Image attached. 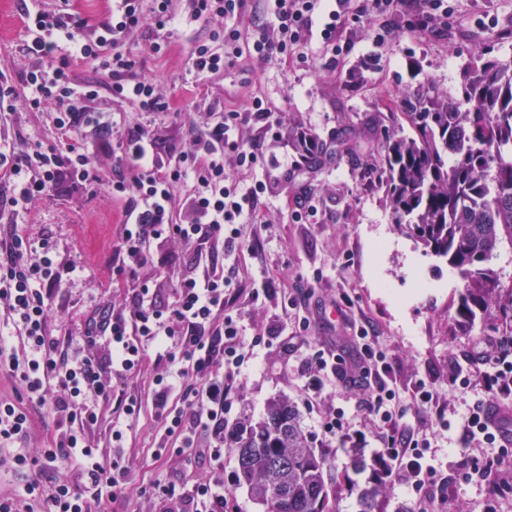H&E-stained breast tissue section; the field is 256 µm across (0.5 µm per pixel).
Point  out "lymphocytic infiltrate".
<instances>
[{"label":"lymphocytic infiltrate","instance_id":"lymphocytic-infiltrate-1","mask_svg":"<svg viewBox=\"0 0 512 512\" xmlns=\"http://www.w3.org/2000/svg\"><path fill=\"white\" fill-rule=\"evenodd\" d=\"M192 21L220 24L217 33L224 48L193 45L191 59L198 74L223 70L226 59L249 50L258 59L278 57L286 63L300 62L299 48L309 36L315 17H323L320 32L333 54H342V19L349 12L378 17L393 15L401 0H336L327 11L323 0H266L269 21L251 22L239 30L244 0H187ZM172 0H112L109 19L98 26L93 38L82 35L83 21L65 9H42L40 4L24 10L30 68L23 75L30 110L51 108L52 124L63 137L49 144L37 139L15 150L0 137V180L8 186L0 194V216H7L10 230L0 238V311L5 328L0 331V367L8 369L25 387L30 399L52 413H64L67 429L50 437L40 457L23 453L0 457V467L32 469L38 459L67 463L89 480L92 495L66 483L44 486L32 481L25 498L0 497V512H90V502L103 495H116L126 483V468L120 454L105 458L86 440V429L96 424L105 404L126 416L139 414L142 403L124 393L121 384L138 370L147 348L165 355L164 373L151 385L152 406L162 419L164 433L174 453L196 448L210 459L224 455V407L233 394L227 370L243 365L249 355L246 329L239 313L230 310L225 295L233 284L229 275L209 268L211 255L205 245L216 242L225 253L240 255L247 224L256 222L266 185H248L230 180L224 172V151L236 152L239 168H252L260 154L257 142L239 145L240 127L256 122L264 131L279 127L277 112L262 100L249 111L225 112L208 123L173 162L162 163L153 138L138 127H121L102 112H76L71 101L93 99L96 85L73 81L75 60L90 62L107 78L113 97L134 101L141 111L161 116L167 107L153 84L134 78V61L126 51V39L144 25L165 32L176 15ZM92 127L121 134L122 173L102 181L92 165L94 146L73 141L79 130ZM103 186L113 198L123 200V222L112 243L117 275L135 276L149 263L155 247L175 240L193 251V267L183 273L175 288V300L162 304L149 286H141L122 310L97 306L84 321L78 340L62 345L49 332V312L54 294L69 270L54 263L49 240L33 241L19 231L29 206L47 196L61 181ZM186 184V202L196 215L194 222H177L178 184ZM357 356L344 362L335 351L319 348L312 359L319 374L344 389L363 386L362 406L379 420L385 435L383 447L372 459L383 478L410 485L416 494L431 498L435 470L425 463L430 446L427 436L404 421L405 412L386 381L384 352L375 350L366 328L354 338ZM179 345L180 356L170 355ZM106 347L107 363L93 354ZM449 385H479L482 396L463 419L464 442L479 441L495 447L498 438L487 423L489 406L512 398V346L497 337H487L475 351L452 362ZM207 436L198 447L199 436ZM496 457H470L463 480L482 479L489 498L512 487V476L499 468ZM159 492L170 504L169 512H224V486L212 478L190 484L169 483Z\"/></svg>","mask_w":512,"mask_h":512}]
</instances>
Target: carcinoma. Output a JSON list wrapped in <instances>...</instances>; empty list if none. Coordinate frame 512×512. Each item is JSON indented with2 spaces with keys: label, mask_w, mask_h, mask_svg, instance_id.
<instances>
[{
  "label": "carcinoma",
  "mask_w": 512,
  "mask_h": 512,
  "mask_svg": "<svg viewBox=\"0 0 512 512\" xmlns=\"http://www.w3.org/2000/svg\"><path fill=\"white\" fill-rule=\"evenodd\" d=\"M393 106L411 133L375 123L377 167L359 162L353 129L341 132L342 151L355 169L377 174L399 227L458 271L459 327L512 314V286L502 284L495 268L500 244L512 245V60L486 47L461 97L426 82L398 89ZM312 138L302 129L295 145L317 166L323 150L305 144ZM231 442L239 483L264 512H313L316 503L318 512H335L329 460L315 450L290 403L270 400L264 416L240 426ZM281 452L288 453V467L272 475L267 462ZM385 491L383 482L361 490L360 512H376Z\"/></svg>",
  "instance_id": "1"
}]
</instances>
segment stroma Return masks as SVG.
Wrapping results in <instances>:
<instances>
[{
    "mask_svg": "<svg viewBox=\"0 0 512 512\" xmlns=\"http://www.w3.org/2000/svg\"><path fill=\"white\" fill-rule=\"evenodd\" d=\"M23 5V0H0V71L11 75L19 94L8 131L17 146L29 139L51 143L57 138L49 112L29 111L22 100L26 92L22 74L29 65ZM173 8L179 17L165 53L150 52L156 33L147 26L126 45L135 62L133 75L152 80L168 106V119L156 120L132 102L105 92L85 106L143 127L156 138L157 151L166 161L203 131L206 113L241 112L257 97L282 117L278 136L265 139L262 156L252 169H237L232 154L224 156V168L234 179L268 183L260 216L246 227L232 290L233 307L254 341L246 367L231 377L235 394L224 408L225 431L242 420H258L271 398L291 401L315 447L327 455L334 482L343 486L336 512H359L358 492L374 473L352 470L350 459L356 454L368 459L379 452L375 424L364 415L357 392L329 387L312 393L305 388L303 371L305 359L320 343L333 345L344 360H351L354 351L348 341L368 323L374 327L375 344L386 355L388 382L406 406L409 425L428 427L434 414L433 408L416 401L417 383L426 382L437 391L449 426L433 430L427 459L445 477L449 496L462 512H485L484 483L457 478L469 454L461 441V421L480 390L474 385L449 386V361L487 334L481 325L469 331L455 326L459 274L445 260L426 254L414 237L399 228L378 182L354 174L346 154L331 150L319 167L292 174L285 172L284 165L295 158L294 127L311 129L332 146L348 125L359 128L365 140L362 163L375 164L377 145L365 122L374 116L408 130L402 114L386 109L399 88L429 80L457 95L467 73L478 65L479 48L494 44L512 58V0H450L446 26L425 33L414 30V10L407 2L386 22L351 13L342 26L346 49L340 56H332L315 34L301 48L304 62L295 66L277 57L261 61L245 51L223 71L203 80L193 69L190 47L211 42L213 29L182 17V0H173ZM385 23L393 35L376 42L374 36ZM121 221V205L106 192L93 194L68 183L30 207L24 231L36 241L50 238L56 246L54 262L75 269L72 281L52 300V336L70 335L96 305L124 308L144 281L163 300L174 301L177 278L191 260L190 250L177 242L164 244L135 278L114 287L111 243ZM382 238L390 246L379 254L375 244ZM263 270L269 271L271 280L266 295L255 301L251 292ZM340 302L347 305L342 318L332 313ZM302 319L307 322L303 328L298 325ZM165 366V358L146 350L140 369L123 384L127 395L143 401L140 416L117 421L107 406L98 424L87 430L91 445L108 456L113 451L110 428L120 422L127 468L123 491L116 498L92 502L91 512H167L155 485L190 484L201 477L223 481L224 512H263L237 482L233 448H225L223 458L216 461L189 462L182 456L159 454L163 430L150 403V387ZM0 401L28 413L30 434L18 447L37 454L57 431L56 416L28 399L20 382L5 369H0ZM334 407L344 410L351 428L363 432L362 440L341 434L327 439L323 424ZM34 479L45 485L70 480L76 488L84 486L83 478L73 476L66 465L42 461L29 471L0 469V495H24Z\"/></svg>",
    "mask_w": 512,
    "mask_h": 512,
    "instance_id": "1",
    "label": "stroma"
}]
</instances>
